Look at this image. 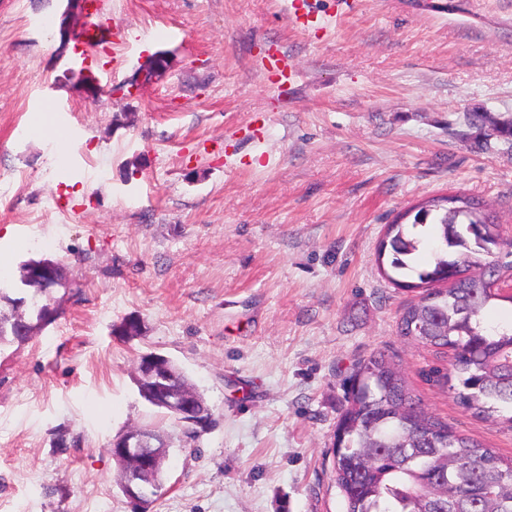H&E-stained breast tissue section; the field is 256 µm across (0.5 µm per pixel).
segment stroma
<instances>
[{
  "label": "stroma",
  "mask_w": 512,
  "mask_h": 512,
  "mask_svg": "<svg viewBox=\"0 0 512 512\" xmlns=\"http://www.w3.org/2000/svg\"><path fill=\"white\" fill-rule=\"evenodd\" d=\"M310 3L296 29L283 0H108L93 95L58 50V0H0V279L69 268L55 320L0 347V512H132L107 452L132 426L169 444L154 512H342L336 421L379 350L428 412L512 459V429L445 385L450 353L397 335L412 294L376 266L386 225L431 196L490 203L512 237V137L470 123L512 119V0ZM275 51L294 80L265 71ZM49 102L63 163L32 132ZM149 353L203 395L197 435L140 397ZM59 267L55 263L23 264L21 275L25 280L46 284L58 280Z\"/></svg>",
  "instance_id": "obj_1"
}]
</instances>
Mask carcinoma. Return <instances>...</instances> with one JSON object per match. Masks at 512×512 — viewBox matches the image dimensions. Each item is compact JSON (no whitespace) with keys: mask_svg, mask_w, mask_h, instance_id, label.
<instances>
[{"mask_svg":"<svg viewBox=\"0 0 512 512\" xmlns=\"http://www.w3.org/2000/svg\"><path fill=\"white\" fill-rule=\"evenodd\" d=\"M432 221L434 261L417 263L419 240L408 227ZM496 212L476 197L434 196L387 225L377 248L380 273L398 287L421 289L407 302L397 333L452 352L457 403L478 417L501 414L512 428V328L482 327L481 312L512 283V240L500 235ZM35 322L46 289L29 284ZM0 343L19 338L25 298L0 294ZM333 473L344 512H512V462L458 434L431 415L394 360L376 352L349 378L348 405L334 432Z\"/></svg>","mask_w":512,"mask_h":512,"instance_id":"obj_1","label":"carcinoma"}]
</instances>
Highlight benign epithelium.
Masks as SVG:
<instances>
[{
  "instance_id": "obj_1",
  "label": "benign epithelium",
  "mask_w": 512,
  "mask_h": 512,
  "mask_svg": "<svg viewBox=\"0 0 512 512\" xmlns=\"http://www.w3.org/2000/svg\"><path fill=\"white\" fill-rule=\"evenodd\" d=\"M87 0H64L58 18V35L60 43L68 45L75 39L71 20L77 15H86ZM59 267L55 263L43 262L25 264L21 275L29 281L46 284L58 280ZM174 379L167 359L149 355L138 366L135 381L141 389H150L153 402L175 416L184 418L194 415L198 403L195 391L171 386ZM118 452L112 459L126 465L123 471L121 489L131 503L136 505V512H149L151 501L158 496L162 487L159 468L160 449L148 448L142 430L130 428L113 440Z\"/></svg>"
}]
</instances>
